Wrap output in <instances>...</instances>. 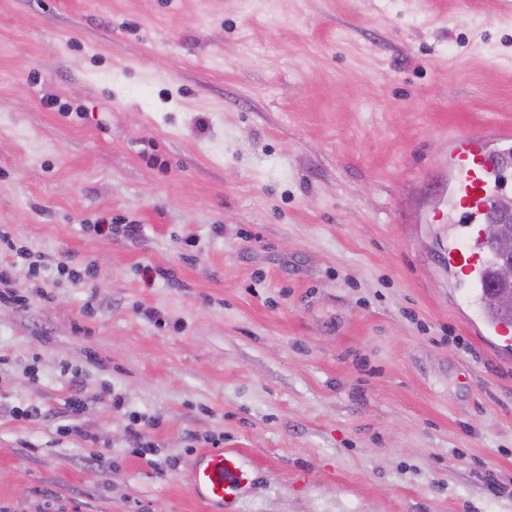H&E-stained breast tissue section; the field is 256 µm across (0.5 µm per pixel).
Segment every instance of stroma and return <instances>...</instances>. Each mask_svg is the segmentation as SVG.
Instances as JSON below:
<instances>
[{
	"mask_svg": "<svg viewBox=\"0 0 512 512\" xmlns=\"http://www.w3.org/2000/svg\"><path fill=\"white\" fill-rule=\"evenodd\" d=\"M490 125L512 0H0V512H228L208 448L229 512H512V351L432 219ZM481 332L484 336L492 338L496 343H502L503 350H510L512 346V320L509 312H486L480 318ZM196 496L205 502L230 508L248 481L238 454L224 448L201 453L189 473Z\"/></svg>",
	"mask_w": 512,
	"mask_h": 512,
	"instance_id": "35a3bbf8",
	"label": "stroma"
}]
</instances>
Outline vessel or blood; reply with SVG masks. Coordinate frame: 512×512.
<instances>
[{
  "label": "vessel or blood",
  "instance_id": "b4317fda",
  "mask_svg": "<svg viewBox=\"0 0 512 512\" xmlns=\"http://www.w3.org/2000/svg\"><path fill=\"white\" fill-rule=\"evenodd\" d=\"M512 141V130L498 128L484 135L463 132L452 137L443 168L448 173L451 192L441 203L452 212L448 261L458 268L468 288L483 293L495 284L492 245L483 238L480 225L490 205L512 183L500 163V147ZM481 332L512 349V314L486 312L480 319ZM190 483L196 496L205 502L231 507L248 481L236 452L212 448L193 462Z\"/></svg>",
  "mask_w": 512,
  "mask_h": 512
}]
</instances>
